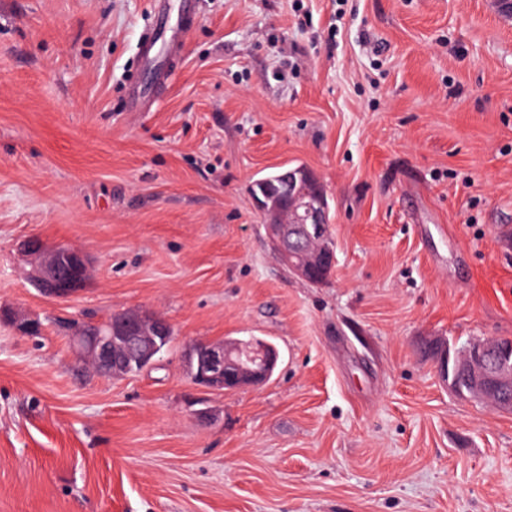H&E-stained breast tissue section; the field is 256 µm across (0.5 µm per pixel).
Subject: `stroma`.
Returning a JSON list of instances; mask_svg holds the SVG:
<instances>
[{
    "label": "stroma",
    "instance_id": "stroma-1",
    "mask_svg": "<svg viewBox=\"0 0 512 512\" xmlns=\"http://www.w3.org/2000/svg\"><path fill=\"white\" fill-rule=\"evenodd\" d=\"M180 71L154 0H0V512H512V413L462 398L428 343L512 337V19L493 0H194ZM140 75L155 103L130 111ZM304 165L336 267L291 274L253 179ZM36 235L80 248L65 302ZM149 308L159 362L88 371L59 316ZM264 338L261 388L201 393L194 342ZM221 410L197 420L192 404ZM156 19L152 26L143 34L140 44L142 61L150 62L154 59L159 41L165 39L166 55H169L170 62L158 69V78L163 83H168L177 74V62L184 46L183 33L186 24L194 20L195 14L192 11L191 3L180 0L175 3L171 0H157ZM174 10L180 17V22L171 24L170 19ZM18 253L28 260L27 277L44 297L66 301L82 294L91 281L90 259L82 250L69 246H48L39 236L16 243ZM0 319L12 326L14 330L21 335H28L29 330L37 327L42 329V325L37 317L15 310H1Z\"/></svg>",
    "mask_w": 512,
    "mask_h": 512
}]
</instances>
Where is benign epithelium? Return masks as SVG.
Segmentation results:
<instances>
[{
    "label": "benign epithelium",
    "mask_w": 512,
    "mask_h": 512,
    "mask_svg": "<svg viewBox=\"0 0 512 512\" xmlns=\"http://www.w3.org/2000/svg\"><path fill=\"white\" fill-rule=\"evenodd\" d=\"M320 181L307 167L288 169L274 182L262 184L253 195L265 217V231L272 248L295 275L322 282V266L335 264V255L324 235L329 207ZM28 260L27 277L44 297L66 301L82 294L91 281L90 259L82 250L47 245L38 236L16 243ZM117 329L112 324L86 319L59 322L77 357L101 374L123 378L153 366L172 337L171 324L147 311H119ZM0 320L26 335L41 327L37 317L19 311H3ZM280 358L271 343L257 337L213 343H194L185 353V370L191 382L204 391H234L260 387L269 381ZM441 377L448 389L468 398H492L498 408L512 412V345L475 340L465 349L443 355Z\"/></svg>",
    "instance_id": "7a95c632"
}]
</instances>
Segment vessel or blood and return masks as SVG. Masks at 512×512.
<instances>
[{
	"instance_id": "1",
	"label": "vessel or blood",
	"mask_w": 512,
	"mask_h": 512,
	"mask_svg": "<svg viewBox=\"0 0 512 512\" xmlns=\"http://www.w3.org/2000/svg\"><path fill=\"white\" fill-rule=\"evenodd\" d=\"M193 19L189 0H158L156 19L143 34L140 51L142 59L150 61L154 58L158 43H165L170 62L159 68L160 81L166 83L176 76L177 62L184 46L183 33L187 23Z\"/></svg>"
}]
</instances>
